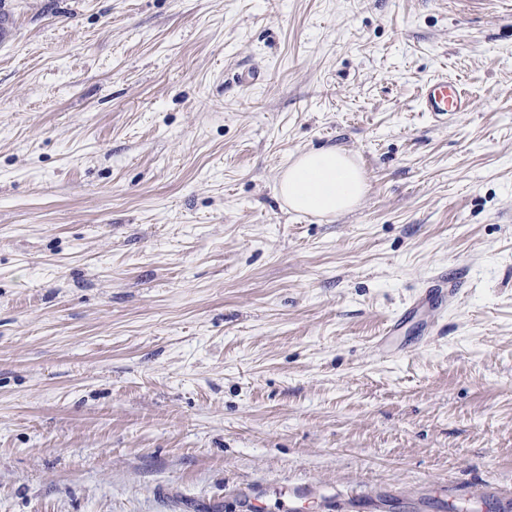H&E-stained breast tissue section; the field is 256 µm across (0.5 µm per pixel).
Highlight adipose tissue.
Returning a JSON list of instances; mask_svg holds the SVG:
<instances>
[{
	"label": "adipose tissue",
	"instance_id": "obj_1",
	"mask_svg": "<svg viewBox=\"0 0 512 512\" xmlns=\"http://www.w3.org/2000/svg\"><path fill=\"white\" fill-rule=\"evenodd\" d=\"M365 191V177L354 158L335 147L294 156L278 182V193L290 210L317 217L351 211Z\"/></svg>",
	"mask_w": 512,
	"mask_h": 512
}]
</instances>
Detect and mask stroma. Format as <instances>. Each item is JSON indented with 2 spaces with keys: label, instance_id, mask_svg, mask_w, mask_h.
<instances>
[{
  "label": "stroma",
  "instance_id": "1",
  "mask_svg": "<svg viewBox=\"0 0 512 512\" xmlns=\"http://www.w3.org/2000/svg\"><path fill=\"white\" fill-rule=\"evenodd\" d=\"M327 146L363 199L288 210ZM288 484L512 512V0H0V512ZM421 112L435 117L453 115L455 112H468L472 107L469 94L457 80L436 78L428 80L421 87ZM365 191L362 170L353 157L336 147L294 156L278 182V193L290 210L317 217L351 211ZM456 290L455 285L449 283L448 280L442 279L437 281L431 288H427L417 294L412 299L405 312L415 309L418 306L428 307L434 310L441 308L444 304H448V301L455 295Z\"/></svg>",
  "mask_w": 512,
  "mask_h": 512
}]
</instances>
